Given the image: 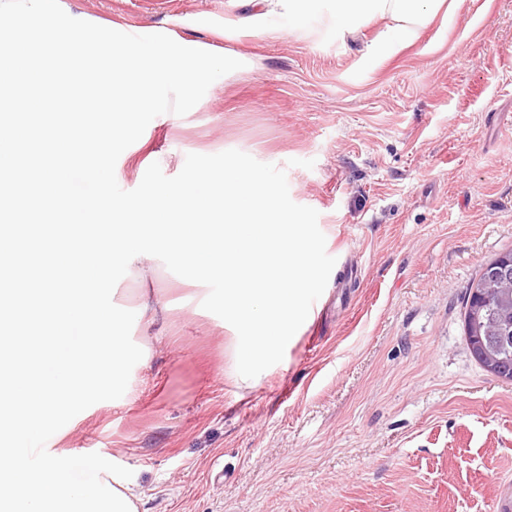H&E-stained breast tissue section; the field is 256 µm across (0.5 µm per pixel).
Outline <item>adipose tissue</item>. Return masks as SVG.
Here are the masks:
<instances>
[{
  "label": "adipose tissue",
  "instance_id": "ef3b65f1",
  "mask_svg": "<svg viewBox=\"0 0 512 512\" xmlns=\"http://www.w3.org/2000/svg\"><path fill=\"white\" fill-rule=\"evenodd\" d=\"M289 22L306 25L323 18L341 37L376 21L388 22L390 45L412 39L442 11L446 0H275Z\"/></svg>",
  "mask_w": 512,
  "mask_h": 512
}]
</instances>
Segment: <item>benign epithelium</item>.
I'll use <instances>...</instances> for the list:
<instances>
[{
  "mask_svg": "<svg viewBox=\"0 0 512 512\" xmlns=\"http://www.w3.org/2000/svg\"><path fill=\"white\" fill-rule=\"evenodd\" d=\"M512 270V250L502 253L498 259L484 267L479 288L473 290V316L480 319L482 311L495 306L498 320L484 336L472 337L470 347L475 349L492 375L511 381L512 377L502 373L503 359L498 357L502 348L512 343V280L501 277L503 270Z\"/></svg>",
  "mask_w": 512,
  "mask_h": 512,
  "instance_id": "obj_1",
  "label": "benign epithelium"
}]
</instances>
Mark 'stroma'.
<instances>
[{
	"mask_svg": "<svg viewBox=\"0 0 512 512\" xmlns=\"http://www.w3.org/2000/svg\"><path fill=\"white\" fill-rule=\"evenodd\" d=\"M131 33L244 55L186 115L133 148L166 176L229 149L285 170L316 209L336 265L314 319L255 386L229 373L232 333L207 286L155 261L143 288L166 312L134 323L147 354L124 395L67 423L58 449L129 468L138 512H498L512 495V382L472 356L464 307L512 249V0H455L409 44L370 55L292 27L263 0H60Z\"/></svg>",
	"mask_w": 512,
	"mask_h": 512,
	"instance_id": "35a3bbf8",
	"label": "stroma"
}]
</instances>
